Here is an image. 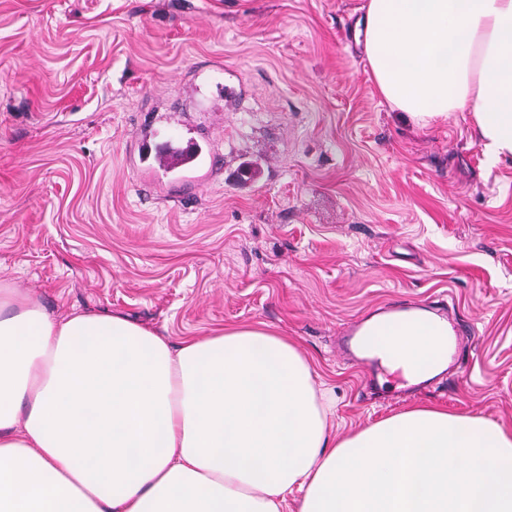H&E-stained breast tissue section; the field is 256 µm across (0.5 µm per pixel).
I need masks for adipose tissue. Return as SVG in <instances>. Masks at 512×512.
Masks as SVG:
<instances>
[{
  "label": "adipose tissue",
  "mask_w": 512,
  "mask_h": 512,
  "mask_svg": "<svg viewBox=\"0 0 512 512\" xmlns=\"http://www.w3.org/2000/svg\"><path fill=\"white\" fill-rule=\"evenodd\" d=\"M383 99L420 127L471 113L512 159V0H368ZM448 325L377 315L364 350L413 381ZM287 337L246 326L172 346L119 314L51 318L0 286V512H512V431L416 407L343 438Z\"/></svg>",
  "instance_id": "1"
}]
</instances>
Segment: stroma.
Returning <instances> with one entry per match:
<instances>
[{
    "label": "stroma",
    "instance_id": "35a3bbf8",
    "mask_svg": "<svg viewBox=\"0 0 512 512\" xmlns=\"http://www.w3.org/2000/svg\"><path fill=\"white\" fill-rule=\"evenodd\" d=\"M366 3L0 0V283L174 344L273 329L340 436L420 405L512 430V159L379 97ZM439 305L467 345L423 386L338 348Z\"/></svg>",
    "mask_w": 512,
    "mask_h": 512
}]
</instances>
